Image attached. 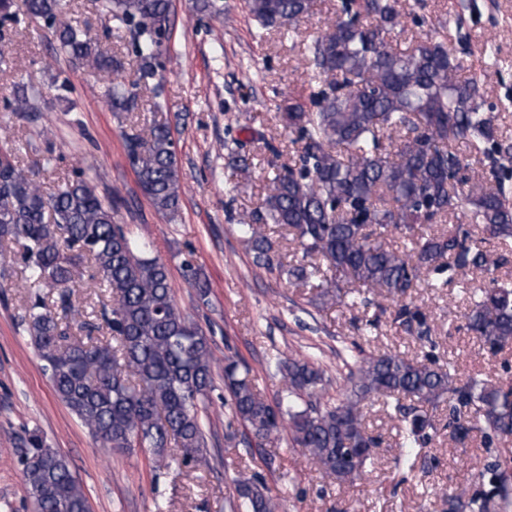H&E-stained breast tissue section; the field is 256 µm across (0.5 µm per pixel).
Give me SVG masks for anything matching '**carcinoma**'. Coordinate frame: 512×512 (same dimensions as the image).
<instances>
[{
    "instance_id": "obj_1",
    "label": "carcinoma",
    "mask_w": 512,
    "mask_h": 512,
    "mask_svg": "<svg viewBox=\"0 0 512 512\" xmlns=\"http://www.w3.org/2000/svg\"><path fill=\"white\" fill-rule=\"evenodd\" d=\"M65 0H26L77 64L115 75L119 60L88 33L63 19ZM102 13L132 33L139 78L108 88L112 108L137 105L139 84L163 68L171 0H101ZM261 28L290 33L310 17L315 0H247ZM405 34L395 0H349L317 33L302 65L316 82L308 98L279 105L280 122L299 144L296 159L273 166L260 206L238 231L254 263L298 288L315 280L310 303L331 309L360 289L397 302L393 321L432 342L419 308L404 302L424 279L442 288L467 275L486 286L469 296L466 329L491 352L512 344V133L506 113L484 108L476 77L443 40ZM127 157L142 192L156 210L174 216L181 202L179 157L170 128L148 137L126 136ZM15 149L0 146V250L19 246L17 267L29 288H48L64 320L40 293L29 296L23 322L58 399L105 448H143L166 465V450L195 469L210 467L204 417L214 390L209 338L177 307L167 266L148 256L116 217L119 202L101 199L82 176L44 192ZM288 231L301 252L284 264L270 225ZM86 269L89 287L105 292L101 322L72 304L70 284ZM183 273L199 295L208 284L192 261ZM349 366L336 397L331 378L312 359L276 357L288 403L264 400L237 361L224 363L232 418L258 444L288 429L291 448L303 449L326 478L354 483L380 437L365 425L364 409L380 398L394 403L402 422L403 455L431 439L428 412L448 403V429L463 443L482 433L486 447L512 436V389L478 376L462 379L399 353L347 354ZM36 512H84L87 497L70 461L37 433L20 460ZM236 512H278L265 485L244 477L235 484ZM507 490L448 498V512H489Z\"/></svg>"
}]
</instances>
